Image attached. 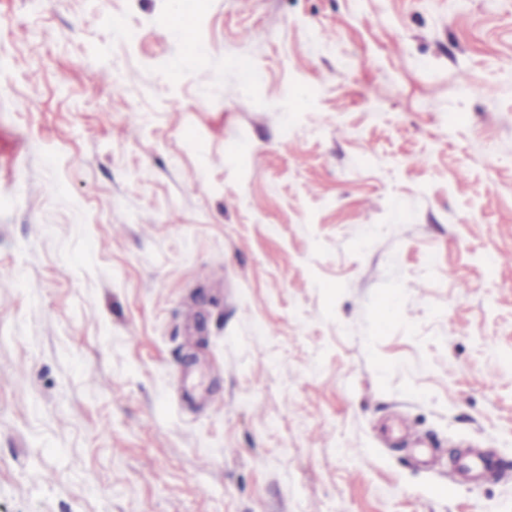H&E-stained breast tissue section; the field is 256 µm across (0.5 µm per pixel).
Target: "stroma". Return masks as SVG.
I'll list each match as a JSON object with an SVG mask.
<instances>
[{"label":"stroma","mask_w":512,"mask_h":512,"mask_svg":"<svg viewBox=\"0 0 512 512\" xmlns=\"http://www.w3.org/2000/svg\"><path fill=\"white\" fill-rule=\"evenodd\" d=\"M191 4L0 0V512H512V0ZM499 462L493 452H482L459 459L455 470L460 474L463 484L481 483L497 475Z\"/></svg>","instance_id":"35a3bbf8"}]
</instances>
